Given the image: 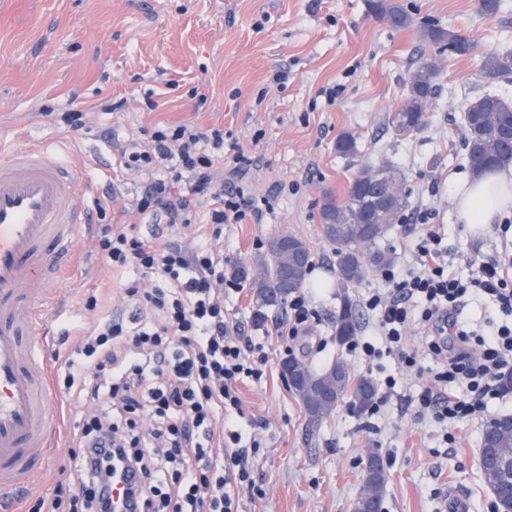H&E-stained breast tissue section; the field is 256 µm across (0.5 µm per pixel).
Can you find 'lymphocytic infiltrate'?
I'll return each mask as SVG.
<instances>
[{"label": "lymphocytic infiltrate", "instance_id": "lymphocytic-infiltrate-1", "mask_svg": "<svg viewBox=\"0 0 512 512\" xmlns=\"http://www.w3.org/2000/svg\"><path fill=\"white\" fill-rule=\"evenodd\" d=\"M127 168L144 175L139 214L187 228L201 203H208V228L193 249L160 241L158 233H130L112 225L105 206L98 246L103 261L135 273L125 286L136 312L130 320L105 317L78 335L76 358L65 359V389L79 388L96 411L72 431L73 452L57 470L52 497L39 498L38 512H72L112 504V479L131 476L126 490L133 512H149L154 501L172 512H241L243 493L261 495L248 468L249 448L232 421L242 415L239 387L260 381L269 361L267 339L250 336L224 310L226 295L239 292L224 274V227L248 224L272 213L243 189H225L220 164L247 171L252 156L226 146L223 130L195 124L155 128L146 142L131 145ZM432 213L405 232L407 261L380 274L381 285L362 294L370 333L361 337L366 367L393 358L427 377L414 402L443 439L481 418L487 395L499 394L501 375L512 372V323L481 333L461 313L467 298L497 300L512 313V255L480 263L469 280L448 271V250L428 228ZM153 286L143 290L141 279ZM287 320L274 324L281 342L306 333L318 314L308 294L294 297ZM420 325L432 366H423L405 344ZM151 427L136 434L137 421Z\"/></svg>", "mask_w": 512, "mask_h": 512}]
</instances>
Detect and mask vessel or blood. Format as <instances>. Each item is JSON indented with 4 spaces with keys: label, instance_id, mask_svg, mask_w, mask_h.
Returning a JSON list of instances; mask_svg holds the SVG:
<instances>
[{
    "label": "vessel or blood",
    "instance_id": "vessel-or-blood-1",
    "mask_svg": "<svg viewBox=\"0 0 512 512\" xmlns=\"http://www.w3.org/2000/svg\"><path fill=\"white\" fill-rule=\"evenodd\" d=\"M88 221L77 167L44 150L0 162V501L44 470L60 433L62 400L39 315L65 276L77 230Z\"/></svg>",
    "mask_w": 512,
    "mask_h": 512
}]
</instances>
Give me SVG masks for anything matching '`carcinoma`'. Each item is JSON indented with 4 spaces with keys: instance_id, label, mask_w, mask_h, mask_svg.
<instances>
[{
    "instance_id": "obj_1",
    "label": "carcinoma",
    "mask_w": 512,
    "mask_h": 512,
    "mask_svg": "<svg viewBox=\"0 0 512 512\" xmlns=\"http://www.w3.org/2000/svg\"><path fill=\"white\" fill-rule=\"evenodd\" d=\"M374 17L394 29H415L420 40L432 46L439 54L466 56L472 50L471 42L462 35L441 26L430 17H416L402 0H367ZM483 74L488 79L512 77V50L490 51L484 56ZM439 72L430 59L422 54L415 60L404 81L405 102L387 117L388 125L396 135H411L426 125V110L437 96ZM466 134L463 143L473 173L479 174L495 166L512 164V143L503 139V131L512 129V105L495 94L486 93L473 100L466 111ZM336 151L356 168L343 196L333 193L323 196L319 209L323 239L333 247L336 256V275L341 288L342 303L333 323V336L343 347L353 342L360 328L356 304L349 298L348 288L363 281L371 272H379L392 265L395 254L383 249V240L391 227L402 223L409 206V191L404 174L392 163L358 162L357 136L351 132L340 135ZM383 179L391 183L388 204L383 215L373 211L374 186L372 181ZM263 279L255 294L260 309L279 307L288 298L304 288L311 267V249L304 239L283 233L268 241L266 252L258 261ZM307 380L289 390L300 401L309 424H320L331 417L337 408L350 400L360 410L375 401L377 389L368 377L355 378L348 364L334 359L320 370L305 367ZM484 450L483 474L491 489L512 485V416L502 415L496 429L482 444ZM387 475L383 466L364 475L361 495L353 512H371L382 503Z\"/></svg>"
}]
</instances>
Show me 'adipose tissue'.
I'll return each mask as SVG.
<instances>
[{"label":"adipose tissue","mask_w":512,"mask_h":512,"mask_svg":"<svg viewBox=\"0 0 512 512\" xmlns=\"http://www.w3.org/2000/svg\"><path fill=\"white\" fill-rule=\"evenodd\" d=\"M454 199L466 224H491L512 214V167L455 180Z\"/></svg>","instance_id":"adipose-tissue-1"}]
</instances>
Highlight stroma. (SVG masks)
I'll use <instances>...</instances> for the list:
<instances>
[{"label": "stroma", "instance_id": "1", "mask_svg": "<svg viewBox=\"0 0 512 512\" xmlns=\"http://www.w3.org/2000/svg\"><path fill=\"white\" fill-rule=\"evenodd\" d=\"M413 13L435 17L472 41L468 56L437 57L439 93L420 132L399 137L386 117L404 100L403 83L422 45L414 32L393 30L368 15L366 0H0V149L48 148L75 162L88 188V205L109 202L112 221L144 233L151 224L135 213L144 192L138 174L120 165V151L165 123L217 127L255 158L245 173L218 171L225 186L239 185L276 204L262 224L224 227V266H254L269 239L293 233L310 245L306 291L319 319L291 350L274 347L260 382L241 388L244 440L258 439L253 477L264 496L244 497V512H353L362 490L366 456L384 458L388 482L382 512H441L449 488L470 512H492L494 495L479 466L484 422L461 425L454 446L419 420L408 402L419 386L393 360L366 371L350 347L336 343L332 323L340 308L336 258L320 230L324 192L343 195L352 167L336 152L338 137L357 135L360 159H387L405 175L410 211H434L444 235L450 271L468 277L471 263L512 250L494 225L461 223L448 186L470 175L463 141L464 113L485 91L512 104V78L488 82L486 52L512 49V10L482 13L478 0H406ZM286 76L275 83V74ZM159 106L148 110V91ZM206 102H199V95ZM89 106L86 129L71 132L54 115L72 96ZM120 110L98 111L104 100ZM99 225L79 233L68 277L56 287L52 350L73 351L76 327L113 314L130 315L122 286L131 273L106 265L98 253ZM255 281L225 299L233 317L265 325L287 308L257 310ZM110 294L96 310L85 298ZM294 353L318 368L346 361L352 374L398 378L380 415L342 405L322 425H307L281 363Z\"/></svg>", "mask_w": 512, "mask_h": 512}]
</instances>
